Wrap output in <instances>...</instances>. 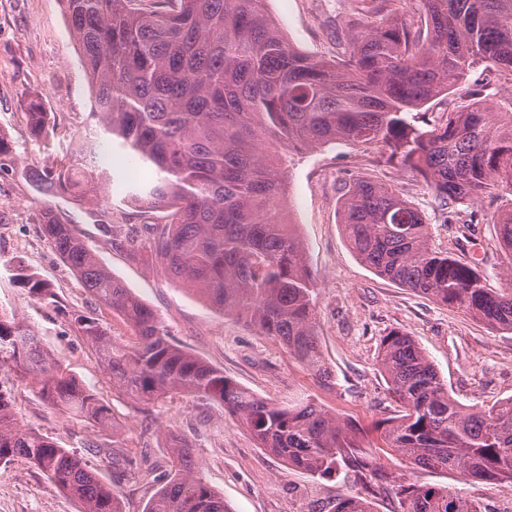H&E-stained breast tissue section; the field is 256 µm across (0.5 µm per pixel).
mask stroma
I'll list each match as a JSON object with an SVG mask.
<instances>
[{"label": "stroma", "mask_w": 512, "mask_h": 512, "mask_svg": "<svg viewBox=\"0 0 512 512\" xmlns=\"http://www.w3.org/2000/svg\"><path fill=\"white\" fill-rule=\"evenodd\" d=\"M266 7L283 35L299 51L335 57L336 31L353 23L351 0H268ZM38 97L51 120L47 136L32 134L25 112ZM91 92L79 49L71 37L61 0H0V134L12 161L0 170V311L33 328L43 345L82 383L110 405L118 432L100 429L52 408L37 387L0 372L21 424L37 429L82 456L121 496L124 512H144L171 469L172 438L187 442L198 474L223 495L229 512H331L337 498L361 491L348 469L320 477L288 468L259 448L220 403L183 393L143 406L120 394L104 378L71 317L94 313L120 344L134 341L131 327L99 304L42 234L45 210L67 214L102 263L155 310L183 349L222 370L256 395L280 404L313 399L361 428L382 480L371 497L374 512H395L398 484L442 486L512 512V489L492 482H463L457 474L409 469L381 450L375 421L395 404L377 364L380 341L400 329L429 355L449 394L467 407H487L512 396V332L498 331L463 312L377 276L348 247L338 223L339 188L361 176L394 186L422 213L436 247L480 259L492 287L512 286L496 250L494 221L507 206L488 193L460 203L448 224L433 190L417 173L366 160L357 147L339 142L286 157V204L303 240L314 294L319 338L334 382L324 385L304 370L279 342L210 308L192 291L156 272L146 255L130 257L112 246V235L144 223L137 211L111 202L92 204L72 196H48L33 171L54 170L78 159L91 123ZM49 281L63 312L41 307L12 278L10 260ZM133 461L117 473L113 457ZM27 460L0 464V512H80Z\"/></svg>", "instance_id": "stroma-1"}]
</instances>
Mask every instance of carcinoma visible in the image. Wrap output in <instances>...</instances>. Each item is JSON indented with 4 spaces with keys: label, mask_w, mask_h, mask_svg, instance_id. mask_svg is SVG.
Masks as SVG:
<instances>
[{
    "label": "carcinoma",
    "mask_w": 512,
    "mask_h": 512,
    "mask_svg": "<svg viewBox=\"0 0 512 512\" xmlns=\"http://www.w3.org/2000/svg\"><path fill=\"white\" fill-rule=\"evenodd\" d=\"M134 0H63L91 89L96 128L81 153L95 163L107 141L138 167L83 180L62 166L41 179L44 191L101 200L118 185L123 201L162 222L145 225L151 261L165 276L218 312L279 341L323 383H333L315 318L316 280L297 225L286 211L282 151L349 142L376 161L419 173L454 223L452 205L497 187L512 196V111L496 112L465 86L478 66L512 81V0H358L359 22L337 33L342 52L298 51L271 20L267 0H177L143 10ZM460 92L433 116L428 103ZM37 135L50 113L27 104ZM357 258L378 276L512 331V289L498 291L478 261L433 244L430 225L392 187L362 178L342 187L340 221ZM42 233L100 304L125 320L135 341L117 345L92 314L74 317L96 364L130 398L150 404L171 393L224 405L264 448L291 469L332 475L343 464L369 490L381 478L356 442L359 429L311 400L286 406L261 398L174 344L154 310L117 279L73 225L49 209ZM496 247L512 271V206L496 224ZM14 277L46 308L61 301L51 284L20 260ZM378 366L397 414L377 421L386 447L410 465L455 472L470 481L512 487V397L467 408L414 339L399 329L381 339ZM37 381L45 401L98 427L117 424L110 410L41 344L35 331L0 314V369ZM174 472L146 512H228L224 497L196 474L192 448L171 445ZM32 463L83 512H123L112 486L75 453L21 424L0 389V463ZM400 512H493L446 487L398 486ZM333 512H373L368 497L338 499Z\"/></svg>",
    "instance_id": "carcinoma-1"
}]
</instances>
